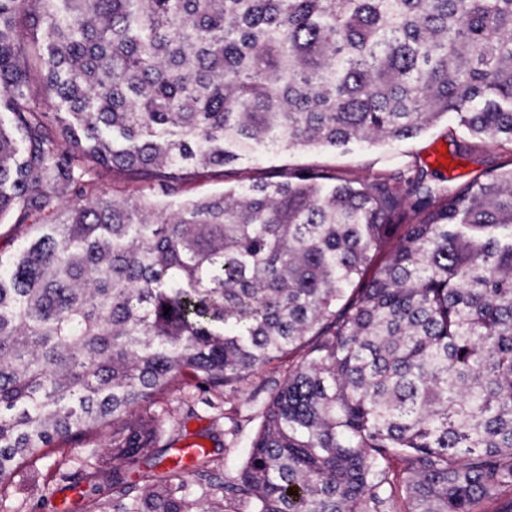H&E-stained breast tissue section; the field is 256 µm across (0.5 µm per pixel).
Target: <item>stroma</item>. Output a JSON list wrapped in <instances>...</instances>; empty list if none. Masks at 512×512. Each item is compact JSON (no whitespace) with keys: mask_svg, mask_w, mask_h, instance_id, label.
Returning a JSON list of instances; mask_svg holds the SVG:
<instances>
[{"mask_svg":"<svg viewBox=\"0 0 512 512\" xmlns=\"http://www.w3.org/2000/svg\"><path fill=\"white\" fill-rule=\"evenodd\" d=\"M468 130L456 116L441 118L416 136L401 140H384L362 147L349 144L341 147H323L314 150H294L279 155L263 152L245 156L225 169H204L188 187V196H200L223 190L227 186H241L266 181L273 170H285L298 165L318 164L336 171L342 178L355 180L370 173L388 169L414 159L432 162L435 155L451 150L453 142L470 141ZM288 372L287 361L275 362L254 375L240 392L224 393L205 399L191 387H176L163 395L153 409L169 420L167 438L178 436L175 427L187 407H194L196 416L187 420L191 433H205L207 448L223 449L224 470L233 472L241 463L248 440L258 426L256 412L248 398L260 389H266L282 380ZM39 489L46 499H53L60 486L47 466L24 468L15 481L0 493V512H15L18 504L29 501L32 489Z\"/></svg>","mask_w":512,"mask_h":512,"instance_id":"1","label":"stroma"}]
</instances>
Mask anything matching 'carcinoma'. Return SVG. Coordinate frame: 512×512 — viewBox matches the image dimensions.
I'll list each match as a JSON object with an SVG mask.
<instances>
[{"instance_id": "obj_1", "label": "carcinoma", "mask_w": 512, "mask_h": 512, "mask_svg": "<svg viewBox=\"0 0 512 512\" xmlns=\"http://www.w3.org/2000/svg\"><path fill=\"white\" fill-rule=\"evenodd\" d=\"M0 112V218L31 228L0 251V491L48 462L89 512H512V0H0ZM449 113L476 136L455 156L505 164L184 197L260 145ZM285 355L239 469L175 475L154 400Z\"/></svg>"}]
</instances>
